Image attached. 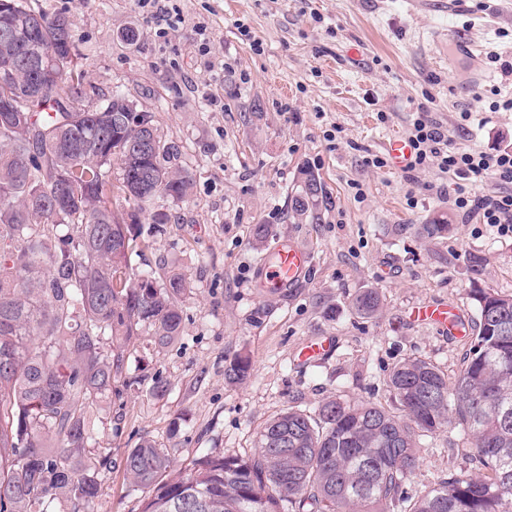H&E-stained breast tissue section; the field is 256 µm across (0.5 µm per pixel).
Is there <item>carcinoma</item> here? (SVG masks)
Masks as SVG:
<instances>
[{
    "mask_svg": "<svg viewBox=\"0 0 512 512\" xmlns=\"http://www.w3.org/2000/svg\"><path fill=\"white\" fill-rule=\"evenodd\" d=\"M14 3L11 23L40 18L36 38L65 76L34 83L18 68L0 80V101L22 110L0 126V512H44L54 500L92 512L106 465L83 454L94 410L123 377L126 344L141 329L160 345L179 335L189 288L182 273L160 286L133 268L146 247L140 215L157 197L184 200L192 178L172 166L179 148L150 113L86 80L64 14ZM25 48V38L7 43L0 32V59ZM95 127L108 137L105 153L87 139ZM299 175L293 209L315 220L321 182L307 168ZM117 198L125 207H112ZM172 218L149 213L152 224ZM451 229L436 217L415 233L435 239ZM472 299L471 348L455 379L423 359L399 363L387 381L392 411L339 397L312 413L291 406L264 424L252 455L206 453L177 478L167 477L169 454L143 438L124 462L145 493L142 512H381L405 502L420 437L447 426L465 433L463 451L480 473L448 474L403 512H512V296L476 290ZM379 305L373 288L353 302L366 318ZM250 368L238 356L224 375L241 383Z\"/></svg>",
    "mask_w": 512,
    "mask_h": 512,
    "instance_id": "1",
    "label": "carcinoma"
}]
</instances>
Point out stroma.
Masks as SVG:
<instances>
[{"label": "stroma", "mask_w": 512, "mask_h": 512, "mask_svg": "<svg viewBox=\"0 0 512 512\" xmlns=\"http://www.w3.org/2000/svg\"><path fill=\"white\" fill-rule=\"evenodd\" d=\"M40 4L68 17L86 78L150 112L193 179L187 201H155L172 223L141 227L150 247L134 268L161 284L177 270L189 288L179 336L161 347L142 330L123 381L93 417L89 451L107 458L94 512H142L124 470L142 437L168 452L175 477L206 452L250 455L263 425L288 407L311 413L331 397L388 404V376L406 359L456 377L476 318L472 291L512 295V238L477 234L451 205L454 178L438 168L408 176L364 159L408 136L421 105L457 148L512 149V112L491 108L512 98V75L488 61L512 59V0H182L183 20L164 39L132 0ZM448 29L457 44L437 46L435 33ZM477 72L487 81L474 82ZM304 167L325 190L315 223L293 211ZM438 216L452 226L447 236L415 234ZM258 224L272 230L261 250ZM283 244L311 265L290 287L262 289ZM366 288L381 301L370 318L353 308ZM443 303L460 313L452 336L415 317ZM324 336L333 342L326 357L300 362L303 345ZM239 354L252 369L232 385L224 369ZM159 380L169 386L162 398L152 393ZM464 441L452 428L422 439L404 497L472 472Z\"/></svg>", "instance_id": "35a3bbf8"}]
</instances>
